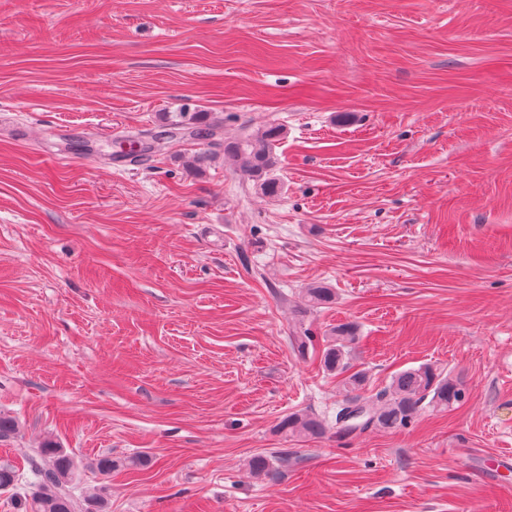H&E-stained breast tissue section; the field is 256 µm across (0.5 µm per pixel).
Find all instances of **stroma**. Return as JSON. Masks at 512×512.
<instances>
[{
  "instance_id": "stroma-1",
  "label": "stroma",
  "mask_w": 512,
  "mask_h": 512,
  "mask_svg": "<svg viewBox=\"0 0 512 512\" xmlns=\"http://www.w3.org/2000/svg\"><path fill=\"white\" fill-rule=\"evenodd\" d=\"M184 105L283 127L282 192L119 160ZM344 322L371 390L465 404L285 437L344 396L290 330ZM0 412V461L54 439L108 512H512V0H0ZM343 381L347 394L336 404L331 418L309 411L292 412L281 421L282 432L304 438L330 433L336 440H342L374 429L395 431L411 425L426 408L452 410L465 399L459 379L430 365L395 373L375 399L362 395L368 382L365 371H355Z\"/></svg>"
}]
</instances>
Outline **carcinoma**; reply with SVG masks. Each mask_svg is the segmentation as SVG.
I'll use <instances>...</instances> for the list:
<instances>
[{"label":"carcinoma","mask_w":512,"mask_h":512,"mask_svg":"<svg viewBox=\"0 0 512 512\" xmlns=\"http://www.w3.org/2000/svg\"><path fill=\"white\" fill-rule=\"evenodd\" d=\"M161 124L167 132L185 131L195 139L207 140L214 135L215 124L205 112H164ZM280 126L256 130L243 129L241 135L224 142V162L243 171L265 195H276L279 184L271 172L279 163L275 143L282 139ZM312 307L332 303L333 289L316 286L305 290ZM359 339L357 327L341 323L326 337L322 365L328 372L348 373L349 357ZM291 346L305 355L315 345V337L300 326L289 336ZM368 382L366 372L348 373L344 378L346 395L336 404L332 417L313 412H292L280 429L295 437L319 438L330 434L338 440L374 429L395 431L416 421L425 409L452 410L465 399L462 382L430 365H421L395 373L389 385L375 397L362 395ZM17 420L0 412V441L18 434ZM18 462L0 464V491L12 492L16 512H104V500L86 496L77 483L73 458L60 445L46 440L36 448L17 449Z\"/></svg>","instance_id":"carcinoma-1"}]
</instances>
